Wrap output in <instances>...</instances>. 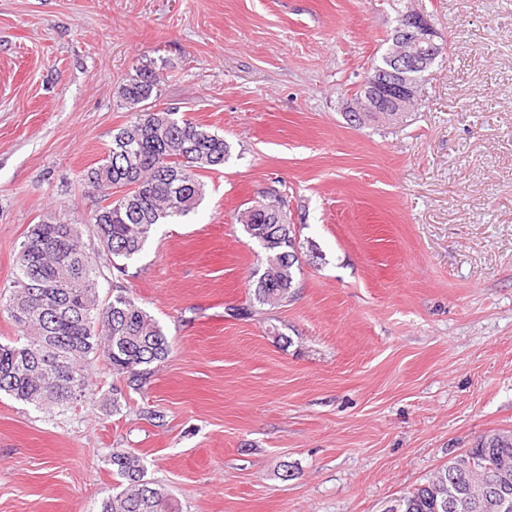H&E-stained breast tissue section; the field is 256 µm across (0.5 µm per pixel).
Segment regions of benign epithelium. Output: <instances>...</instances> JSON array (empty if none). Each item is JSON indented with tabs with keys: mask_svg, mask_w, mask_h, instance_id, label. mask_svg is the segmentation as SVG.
<instances>
[{
	"mask_svg": "<svg viewBox=\"0 0 512 512\" xmlns=\"http://www.w3.org/2000/svg\"><path fill=\"white\" fill-rule=\"evenodd\" d=\"M430 48L439 50L441 44L428 18L412 11L402 14L385 52L387 76L375 73L369 77L364 111L377 113L379 120L388 124L399 119L406 103L416 96L417 83L412 71L428 65L426 51Z\"/></svg>",
	"mask_w": 512,
	"mask_h": 512,
	"instance_id": "benign-epithelium-1",
	"label": "benign epithelium"
}]
</instances>
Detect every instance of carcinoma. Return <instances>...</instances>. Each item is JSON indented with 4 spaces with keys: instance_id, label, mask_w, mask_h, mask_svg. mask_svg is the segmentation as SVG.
Wrapping results in <instances>:
<instances>
[{
    "instance_id": "1",
    "label": "carcinoma",
    "mask_w": 512,
    "mask_h": 512,
    "mask_svg": "<svg viewBox=\"0 0 512 512\" xmlns=\"http://www.w3.org/2000/svg\"><path fill=\"white\" fill-rule=\"evenodd\" d=\"M159 84L154 62L119 87L130 124L118 130L108 155L88 167L82 180L103 193L87 221L108 266L122 277L128 262L144 249L154 226L193 212L200 204L203 173L224 165L230 146L224 137L169 107H144ZM126 195L114 198L115 189ZM256 201L240 215L244 231L263 250L248 280L255 303H288L303 269L295 225L288 223L284 198ZM75 224L42 221L32 225L20 245L9 294L0 296L18 330L0 343V393L34 408L67 410L92 394L89 369L102 358L129 382L146 378L151 365L165 360L171 344L159 321L119 285L100 298V268L78 248ZM56 311L44 313V307ZM121 490L103 497L98 512H177L169 493L147 476L135 453L114 448L110 455ZM457 495L473 500L468 512H496L485 495L512 501V434L479 440L427 483L402 498L399 512H448V476Z\"/></svg>"
}]
</instances>
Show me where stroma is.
Masks as SVG:
<instances>
[{"instance_id":"obj_1","label":"stroma","mask_w":512,"mask_h":512,"mask_svg":"<svg viewBox=\"0 0 512 512\" xmlns=\"http://www.w3.org/2000/svg\"><path fill=\"white\" fill-rule=\"evenodd\" d=\"M445 45L403 122L343 108L399 14ZM153 60V107L224 136L205 197L122 284L172 352L145 384L102 360L67 411L0 394V512H97L142 457L179 512H392L479 437L512 432V0H0V289L30 225H78L81 179ZM288 202L292 301L254 306L237 216ZM126 404L112 409V391Z\"/></svg>"}]
</instances>
